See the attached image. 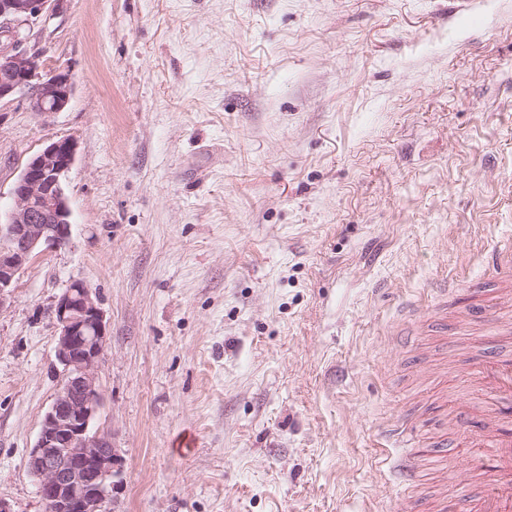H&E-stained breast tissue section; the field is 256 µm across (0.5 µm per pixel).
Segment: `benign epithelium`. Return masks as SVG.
Wrapping results in <instances>:
<instances>
[{
	"label": "benign epithelium",
	"instance_id": "7a95c632",
	"mask_svg": "<svg viewBox=\"0 0 512 512\" xmlns=\"http://www.w3.org/2000/svg\"><path fill=\"white\" fill-rule=\"evenodd\" d=\"M61 0H0V103L19 96L39 115L63 111L74 93L68 69H46L45 53L26 47L34 25ZM76 158L70 138L31 155L10 192L0 223V307L30 257L70 236L66 176ZM56 359L62 379L45 413L27 467L44 512H107L120 475L121 456L110 435L93 429L102 406L96 368L107 346L105 316L96 293L72 282L53 306Z\"/></svg>",
	"mask_w": 512,
	"mask_h": 512
}]
</instances>
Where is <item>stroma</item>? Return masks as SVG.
Returning a JSON list of instances; mask_svg holds the SVG:
<instances>
[{"label": "stroma", "instance_id": "obj_1", "mask_svg": "<svg viewBox=\"0 0 512 512\" xmlns=\"http://www.w3.org/2000/svg\"><path fill=\"white\" fill-rule=\"evenodd\" d=\"M75 86L61 112L0 104V205L71 138L68 245L0 308V498L59 385L51 310L99 298L95 426L122 455L110 512H429L470 449L396 490L381 436L420 448L481 392L497 325L463 320L512 239V0H62L34 27ZM450 280L443 335L394 337Z\"/></svg>", "mask_w": 512, "mask_h": 512}]
</instances>
